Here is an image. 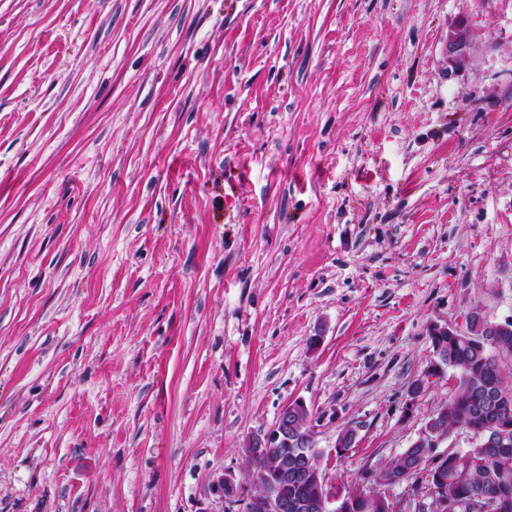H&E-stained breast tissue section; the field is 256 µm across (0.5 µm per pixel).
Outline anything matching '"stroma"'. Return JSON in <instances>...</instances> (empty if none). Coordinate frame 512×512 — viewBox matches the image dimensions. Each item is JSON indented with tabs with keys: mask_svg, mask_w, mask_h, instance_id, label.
Returning <instances> with one entry per match:
<instances>
[{
	"mask_svg": "<svg viewBox=\"0 0 512 512\" xmlns=\"http://www.w3.org/2000/svg\"><path fill=\"white\" fill-rule=\"evenodd\" d=\"M474 310L512 316V0H0V512H244L213 483L297 399L373 486ZM469 46L466 28L458 26L448 32V40L445 46L448 54V62L461 64L466 59Z\"/></svg>",
	"mask_w": 512,
	"mask_h": 512,
	"instance_id": "35a3bbf8",
	"label": "stroma"
}]
</instances>
